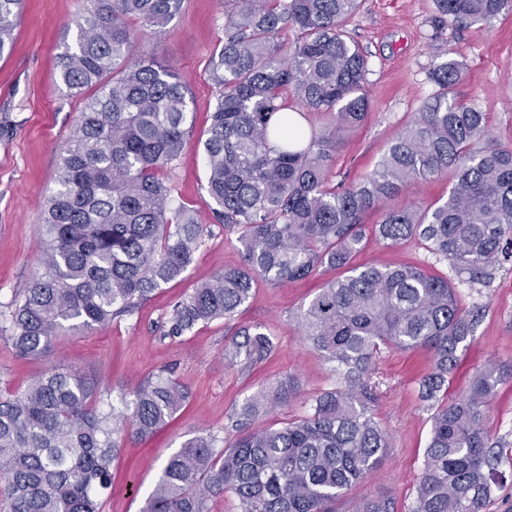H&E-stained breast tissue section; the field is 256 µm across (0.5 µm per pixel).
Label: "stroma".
<instances>
[{"instance_id":"stroma-1","label":"stroma","mask_w":512,"mask_h":512,"mask_svg":"<svg viewBox=\"0 0 512 512\" xmlns=\"http://www.w3.org/2000/svg\"><path fill=\"white\" fill-rule=\"evenodd\" d=\"M87 0H26L9 56L0 58V323L8 302L21 295L41 262L40 226L45 201L56 189L60 154L83 103L60 83L55 58L64 26L87 7ZM347 32L368 60L365 89L370 112L360 126L345 130L335 153V181L358 184L377 167L388 146L439 91L432 79L436 64L455 56L467 68L456 96L487 114L491 134L512 143V12L487 24L457 26L438 18L434 0H361ZM224 35L220 0H184L170 31L157 36L137 29L133 56L150 54L173 65L192 91L195 122L180 160L165 173L175 202L194 210L209 227L192 266L163 285L133 314L107 326L60 337L38 360L18 357L0 336V393L17 394L46 369L80 373L103 397L132 396L149 375L170 372L188 391L180 412L156 435L125 436L112 467L104 512H139L164 462L189 438L215 437L224 446L237 435L233 425L242 406L258 392L273 393L293 378L297 390L288 401L269 406L255 420L279 427L308 412L313 397L340 387L332 365L303 336L297 316L340 272L322 267L312 276L282 286L258 284L233 325L216 321L177 338L164 334L173 306L197 284L243 264L236 234L213 218L205 189L202 142L210 124L216 90L209 62ZM448 175L417 179L389 200L392 208L446 200ZM379 214L365 217V236L355 265L399 262L448 279L465 310L479 314L475 332L448 379L449 397L461 396L477 370L498 364L502 380L490 404L487 427L492 440L512 445V260L493 271L486 284H469L449 262L436 259L417 240L394 246L378 239ZM236 327L261 328L274 350L265 360L229 362L224 347ZM427 351L382 350L377 370L383 380L373 405L390 446L382 463L336 502V512H357L363 499L387 498L395 512H409L428 446L433 410L419 395L428 371Z\"/></svg>"}]
</instances>
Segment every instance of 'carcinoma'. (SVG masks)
I'll list each match as a JSON object with an SVG mask.
<instances>
[{
	"label": "carcinoma",
	"mask_w": 512,
	"mask_h": 512,
	"mask_svg": "<svg viewBox=\"0 0 512 512\" xmlns=\"http://www.w3.org/2000/svg\"><path fill=\"white\" fill-rule=\"evenodd\" d=\"M24 0H0V55L10 49ZM450 22L489 23L512 0H435ZM224 39L210 61L217 89L203 143L214 217L239 234L244 264L226 268L178 302L166 335L234 319L260 282L284 285L323 266L346 274L300 311L312 347L345 386L312 399L279 428L240 433L224 448L199 435L164 463L141 512H210L235 496L240 512H333L332 504L390 448L375 420L374 381L382 349H424L422 400L435 401L474 332L473 316L448 280L417 266H352L364 217L380 214L388 245L415 238L468 281H484L512 257V145L488 131L480 108L448 98L464 76L449 57L432 71L440 87L363 182L331 184L339 133L365 121L367 60L344 27L359 0H222ZM183 0H90L57 55L59 80L85 98L62 151L57 188L44 210L42 272L10 303L0 326L18 356L43 357L56 339L132 314L192 265L208 233L192 210L173 205L165 171L193 127L189 84L154 56L130 57V21L162 34ZM294 45L277 40L286 29ZM293 90L308 112L333 117L308 132L288 111ZM448 173V199L385 210L384 200L418 177ZM224 358L249 363L273 351L268 334L239 330ZM500 368L478 370L460 398L437 405L410 512H482L500 484L501 442L487 417ZM187 399L160 372L133 401L102 404L79 373L51 368L19 395L0 398V476L9 512H102L112 462L127 433L148 437ZM264 395L249 400L235 426ZM358 512H394L386 498Z\"/></svg>",
	"instance_id": "carcinoma-1"
}]
</instances>
